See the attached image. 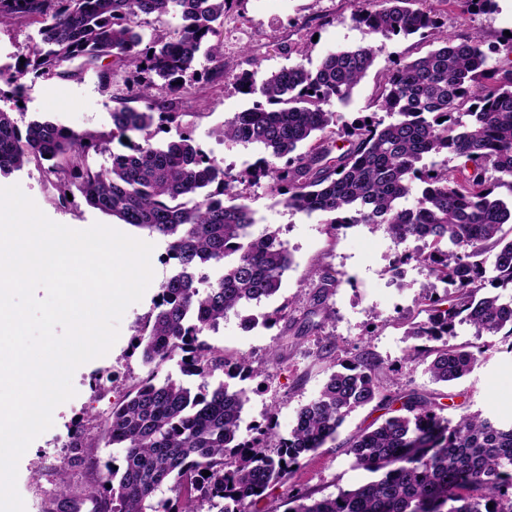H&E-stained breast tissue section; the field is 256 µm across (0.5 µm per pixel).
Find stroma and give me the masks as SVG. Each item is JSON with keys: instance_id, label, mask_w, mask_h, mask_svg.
<instances>
[{"instance_id": "1", "label": "stroma", "mask_w": 512, "mask_h": 512, "mask_svg": "<svg viewBox=\"0 0 512 512\" xmlns=\"http://www.w3.org/2000/svg\"><path fill=\"white\" fill-rule=\"evenodd\" d=\"M429 6L441 16L444 31L458 30L461 22H468L482 30L491 62L506 59L503 42L506 32L512 31V0H496L494 11L465 20L444 0H430ZM353 13L352 0H236L217 35L224 49V77L215 76V62L203 57L187 79L188 92L161 91V98L180 118L175 123L153 125V144L190 133L207 156L224 170L238 174L262 151L253 145L222 141L217 135L225 120L253 102L252 96L235 85L234 75L248 72L259 81L297 64L316 69L328 51L355 47L365 40ZM40 40V28L35 24L22 21L0 28V110L14 113L22 126L48 120L78 130L111 132L112 112L121 105L126 81L139 77L135 68L118 69L108 88L92 68L68 81L28 77L22 96H14L13 75L20 59ZM51 87L60 91V98L48 95ZM15 184L56 223L84 230L98 222L154 245L151 285L142 300L123 314L117 342L105 356L76 369L72 378L75 396L54 409L52 427L31 443L18 464L17 489L25 512H48L63 475L73 484L77 500L84 503L81 512H95L97 503L90 494L105 478L106 462L120 460L123 451L105 447L97 439L85 440L83 448L71 451L70 433L88 416L105 421L112 408L149 373L161 379L180 378L179 356L154 370L143 364L135 347L137 331L154 308L162 283L176 274L177 268L167 257L165 240L104 215L78 196L59 205L34 166L0 176V187ZM243 193L254 212V232L268 226L279 229L292 257L277 295L251 308L258 316L273 314L284 306L286 319L246 333L241 331L238 317L231 314L207 336L225 357L247 355L265 368L262 376L247 383L243 436H251L254 428L270 422L275 423L277 432L288 434L297 410L319 393L341 362L362 350L381 360L384 374L393 381L392 393L449 395L444 415L450 419L467 410L497 421H512V353L505 349L488 351L470 375L451 385L432 381L424 364L405 361L404 354L412 344L405 335L408 325L427 317L416 299L429 276L425 266L410 260L402 264V280L396 286L391 266L398 255L414 251L416 242L395 245L383 230L363 224L332 230L326 215L289 209L269 196L262 184L245 185ZM313 268L335 270L341 280L325 311L312 310L309 303L313 285L307 273ZM371 478V473L355 467L346 449L330 442L308 454L292 471L288 483L321 497Z\"/></svg>"}]
</instances>
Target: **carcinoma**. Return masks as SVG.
I'll list each match as a JSON object with an SVG mask.
<instances>
[{
  "mask_svg": "<svg viewBox=\"0 0 512 512\" xmlns=\"http://www.w3.org/2000/svg\"><path fill=\"white\" fill-rule=\"evenodd\" d=\"M235 0H0V25L25 20L40 25L41 46L29 49L15 76L69 79L104 57L133 65L148 80L126 85L142 104L112 112V133L77 131L49 121L20 128L0 111V173L33 164L60 201L77 192L85 203L169 243L179 272L161 285L154 310L135 337L142 362L152 364L181 350V373L206 377L221 371L242 381L262 375L246 356L231 361L214 350L207 333L229 313L274 297L292 258L279 230L254 234L253 211L239 184L266 181L268 194L303 213L320 212L335 230L351 224L382 229L398 245L426 239L419 259L432 278L421 303L427 319L411 324L406 359L433 356L427 371L436 382L468 376L491 341L473 352L453 343L458 324L480 336L512 338V239L498 236L512 222V60L489 64L483 38L473 28L440 37V45L377 75L376 111L338 125L331 106L346 102L374 67L377 40L425 35L442 26L427 0H354L355 21L372 41L328 52L314 71L295 65L273 72L261 85L248 73L233 76L239 90L259 95L252 107L224 122L219 136L256 145L261 157L237 175L180 135L151 143L160 103L157 82L172 93L193 72ZM463 16L488 11L495 0H452ZM418 8L413 9L411 5ZM178 14L171 35L143 43L139 20ZM80 62L77 67L74 62ZM385 112L389 123L376 118ZM126 151L112 153L107 168L89 158L114 139ZM346 147L337 145L338 140ZM460 165L448 167L441 155ZM433 158L426 164L424 159ZM417 196L412 207L401 201ZM493 276H486V254ZM218 269L213 280L200 270ZM313 307L327 309L339 286L337 273L316 269ZM207 286L199 287L202 280ZM453 292L437 294L438 284ZM434 342L427 349L418 341ZM443 395L388 392L382 362L362 351L332 372L319 394L297 411L288 436L268 423L256 435L240 434L247 389L219 382L197 388L170 377L148 378L117 407L105 425L87 419L86 433L100 430L105 445L123 449L122 465L107 469L94 491L101 512H196L199 500L216 512H259L270 489L281 488L292 467L338 438L358 408L400 402L376 427L342 443L354 464L376 478L351 490L316 499L295 488L281 493L287 512H512V422L469 412L451 421L441 414ZM211 475L203 476V471ZM175 499L159 497L163 488ZM493 507H488V504Z\"/></svg>",
  "mask_w": 512,
  "mask_h": 512,
  "instance_id": "obj_1",
  "label": "carcinoma"
}]
</instances>
